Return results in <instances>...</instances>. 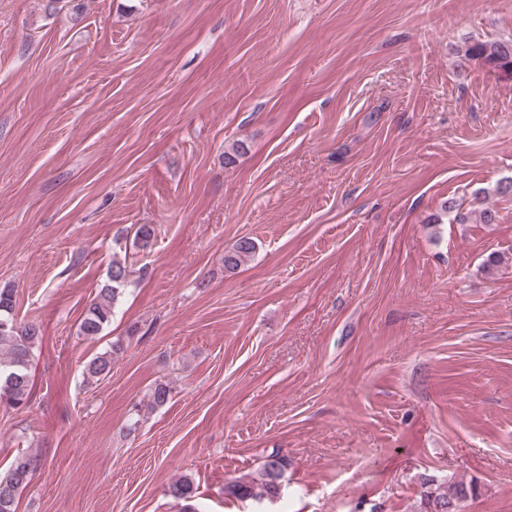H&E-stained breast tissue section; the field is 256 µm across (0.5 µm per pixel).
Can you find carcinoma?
Listing matches in <instances>:
<instances>
[{"label": "carcinoma", "instance_id": "1", "mask_svg": "<svg viewBox=\"0 0 512 512\" xmlns=\"http://www.w3.org/2000/svg\"><path fill=\"white\" fill-rule=\"evenodd\" d=\"M470 59H481L487 65L512 66V39L477 41L465 50ZM257 243L249 238L238 239L224 253V269L233 272L252 256ZM130 265L114 261L108 282L98 291L84 312L80 332L88 339L100 335L112 318L115 304L130 282ZM16 300L13 289L0 288V403L13 408L28 405L31 391V362L34 349L41 340V330L33 322H23L15 315ZM123 349L117 341L110 350L92 358L86 371L89 378H100L111 370L112 355ZM288 468V458L280 454L267 457L257 474L234 479L228 486L230 494L238 499L273 501L281 496L282 479ZM33 463L27 459L16 461L0 473V512H17V495L28 484ZM196 488L191 477L185 475L169 484L166 495L177 502H185L182 512H196L191 505ZM469 496L468 487L451 479L427 487L421 495L420 512H459L460 503Z\"/></svg>", "mask_w": 512, "mask_h": 512}]
</instances>
